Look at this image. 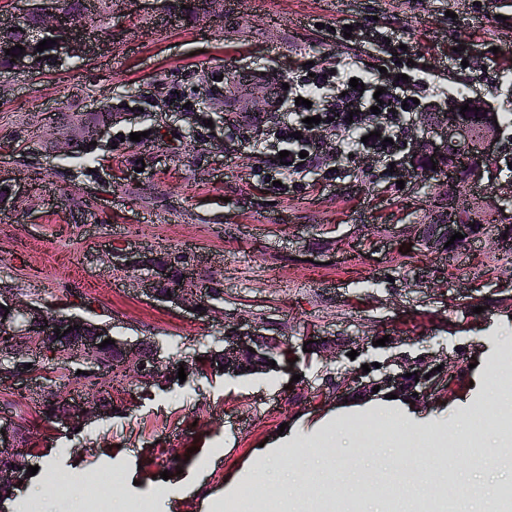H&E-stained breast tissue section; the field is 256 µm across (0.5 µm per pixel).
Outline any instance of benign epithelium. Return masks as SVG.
<instances>
[{
	"label": "benign epithelium",
	"instance_id": "7a95c632",
	"mask_svg": "<svg viewBox=\"0 0 512 512\" xmlns=\"http://www.w3.org/2000/svg\"><path fill=\"white\" fill-rule=\"evenodd\" d=\"M56 40L53 49L56 56L67 59L74 58V53L86 52L89 50L87 43L81 41L78 34V23L64 22L58 17V11L49 9L44 11L43 20L33 36L32 49L18 55L11 63L12 71L15 73H32L40 69L37 55V45L44 39ZM438 131V139L429 141L419 139L409 150L401 175L417 181L422 178L417 168L416 160L420 157L436 159L445 152L447 147H453L460 153L470 157H478L482 164L476 170L469 181L472 187H481L498 179L499 166L496 160L502 151V145L498 138L481 132L475 134L464 127L463 121L451 115L440 118L434 123ZM459 196L448 201V214L450 221L446 224H436L431 230L435 239L449 238L455 233L463 234L462 242L470 243L480 238L478 230L469 226L466 213L470 212L479 203H488L497 212L504 210L506 206H512V181L499 186L492 194L478 195L467 205L458 203ZM170 269L167 266H151L146 268V273L140 278L144 284L147 295L157 301L174 303L189 310H196L199 304L205 305L210 301L208 297H201L199 291L187 286H171L168 290L161 289V286L168 280ZM6 305L10 308V317L3 321L0 319V334L8 332L14 336L27 335L29 322L38 320L52 329L62 330L59 339L66 340L70 345V363L74 370L87 372L89 375H102L105 373L103 365L97 357V350L102 341L111 338L115 340L112 345L114 350L125 365L135 364L147 368L152 377L150 381L164 389L173 386L172 375L169 374L171 360L164 354L161 346L152 350L145 349L141 340L132 341L127 338L112 334V326L101 322L97 325L96 335L80 336L78 330L85 329L89 320L73 314L50 313L43 306L29 301L23 302L11 292L0 293V306ZM80 329H74V326ZM73 327L71 336H66L64 330ZM227 337L224 341V369L223 375L236 376L241 372L243 356L250 348H257L261 341L269 337L267 329L256 324L241 326L236 324L226 330ZM32 364L27 368L26 364ZM9 367L12 370L11 380L17 385L26 388L33 387L41 392L46 387L43 381L44 371L39 366V354L36 350L22 345L14 350L0 352V369ZM410 372L409 366L398 364L397 368L390 369L383 365L370 370L367 373H350L349 386L355 391L365 394H372V388L378 385L380 390L396 395L405 391L406 377L404 374ZM444 374L441 371H433L430 377L422 379L419 385L414 388L417 395L414 400L417 403L423 402L432 390L436 389ZM110 416L108 408L104 407L98 397L91 399H79L74 396L68 397V402L56 412L54 422L57 428L69 432L77 429L80 422L92 418L103 419ZM19 450L18 438L9 426H0V453L9 455Z\"/></svg>",
	"mask_w": 512,
	"mask_h": 512
}]
</instances>
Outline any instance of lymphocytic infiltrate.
I'll use <instances>...</instances> for the list:
<instances>
[{
	"label": "lymphocytic infiltrate",
	"mask_w": 512,
	"mask_h": 512,
	"mask_svg": "<svg viewBox=\"0 0 512 512\" xmlns=\"http://www.w3.org/2000/svg\"><path fill=\"white\" fill-rule=\"evenodd\" d=\"M384 57H376L371 70L353 71L343 66L316 69L314 75L290 84L287 95L271 112L259 119L266 135L278 152H287L286 161L270 157V169L280 182L304 173L318 163L339 162V155H327L322 143L310 137L309 117L320 116L321 129L336 140L367 138L366 154L385 157L401 142L408 125L418 112L424 111L427 91L431 84V68L419 66L408 71L407 80L383 74ZM364 83V91L351 89V79ZM303 105H296V98ZM379 113H372V106Z\"/></svg>",
	"instance_id": "f902f5d3"
}]
</instances>
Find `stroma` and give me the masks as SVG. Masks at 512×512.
I'll use <instances>...</instances> for the list:
<instances>
[{"label": "stroma", "instance_id": "35a3bbf8", "mask_svg": "<svg viewBox=\"0 0 512 512\" xmlns=\"http://www.w3.org/2000/svg\"><path fill=\"white\" fill-rule=\"evenodd\" d=\"M376 28L407 49L388 69L411 60L434 68L429 99L437 103L463 85H477L493 104L512 88V0H224L222 14L183 19L162 0H114L108 17H90L95 50L58 69L0 75V174L38 191L17 195L0 209V286L64 313L109 323L132 339H153L168 352L200 351L225 325L263 324L297 342L302 336H353L368 354L336 363L315 355L288 372L250 378L197 379L170 393L141 398L139 382H125L126 417L87 421L68 433L46 428L35 413L37 393L15 389L0 424L25 420L50 470L26 480L41 512L60 495L100 512L87 478L112 477L113 500H136L138 512H202L201 504L227 482L236 487L217 512H236L253 487L236 476L264 439L283 423L315 418L353 399L350 390L321 399L317 377L338 367L357 369L388 353L377 341L402 337L396 354L415 359L437 350L450 364L426 408L454 401L479 348L512 358V248L488 228L467 249L433 253L416 245L434 182L402 180L392 163L406 153L362 163L350 154L338 171L311 169L274 189L252 107L236 90L240 73L296 81L315 67L363 65L362 46L341 42L345 26ZM489 73L474 81L472 55ZM223 92H212L215 77ZM209 102L222 113L213 129L169 111L172 91ZM155 113L151 142L130 141V110ZM110 111L111 145L98 149L91 169L66 151H51L46 117L61 112ZM144 252L182 251L194 275L223 289L208 316L149 300L135 283L140 271L108 261V247ZM410 252H402V245ZM399 465L392 449L325 448L312 465L295 457L279 463L283 476L304 488L298 512H340L338 497L358 482L359 512H383L379 486L363 481L383 463ZM136 468L137 484L126 483ZM82 475L58 489L51 471ZM170 479H163V471ZM445 481L455 491L452 512H497L512 485V456L477 468L452 450L443 476L420 473L415 488L428 494Z\"/></svg>", "mask_w": 512, "mask_h": 512}]
</instances>
